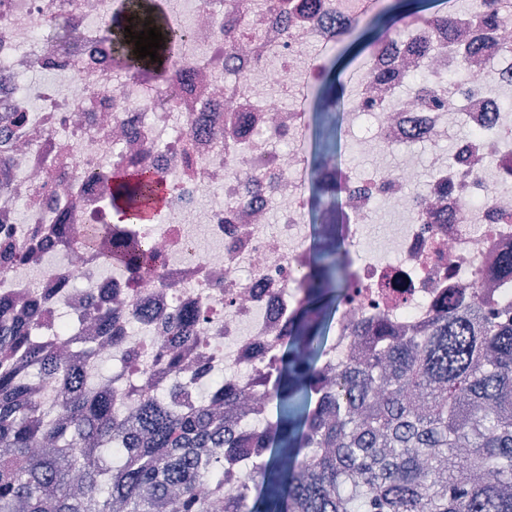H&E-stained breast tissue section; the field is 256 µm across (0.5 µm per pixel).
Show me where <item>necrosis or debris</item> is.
I'll list each match as a JSON object with an SVG mask.
<instances>
[{"instance_id":"obj_1","label":"necrosis or debris","mask_w":512,"mask_h":512,"mask_svg":"<svg viewBox=\"0 0 512 512\" xmlns=\"http://www.w3.org/2000/svg\"><path fill=\"white\" fill-rule=\"evenodd\" d=\"M122 0H0V243L26 249L31 229L65 224L75 243L63 264L40 247L24 261L0 254V297L17 304L55 296L42 316L52 333L57 313L75 319L78 343L105 358L126 357L141 375L169 345L176 313L196 316V338L181 345L186 369L168 376L191 396L219 371L249 400L228 428L267 419L264 378L270 353L286 334L309 262L305 182L311 172L298 144L308 113L285 100L311 85L319 67L305 50L326 45L341 24L359 19L364 0H297L281 18L271 0H163L169 21L190 30L165 79L153 86L120 72L101 39ZM480 7L457 14L451 42L463 59L440 50L431 27L415 21L370 55L353 85L342 134L363 120L374 135L366 152H404L397 165L366 169L323 162L341 200L352 275L328 355L318 366L321 392L333 394L354 362L361 338L379 322L393 335L418 336L457 297H489L512 313V197L492 192L494 166L512 179V0H499L481 34ZM63 16V44L39 34ZM427 70L428 85L405 91ZM27 113L16 124V113ZM453 139L451 160L423 176L408 155L416 146ZM145 163L172 187L155 223L136 225L162 254L159 275L129 282L77 245L96 223L116 165ZM223 201H216V193ZM404 222L377 243L365 241L381 204ZM250 269L242 277V269ZM121 305L142 317L124 349L98 341L100 307Z\"/></svg>"}]
</instances>
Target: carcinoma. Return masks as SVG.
I'll return each mask as SVG.
<instances>
[{
    "instance_id": "cac0c4a2",
    "label": "carcinoma",
    "mask_w": 512,
    "mask_h": 512,
    "mask_svg": "<svg viewBox=\"0 0 512 512\" xmlns=\"http://www.w3.org/2000/svg\"><path fill=\"white\" fill-rule=\"evenodd\" d=\"M104 30L120 70L159 83L189 33L154 11V0H124ZM404 13L388 16L385 32L366 48H382ZM423 21L438 45L448 42L450 15ZM150 26H145V23ZM131 32H125V28ZM161 31L158 61L134 54L137 35ZM318 107L329 125L311 158L320 169L337 152L338 103L347 85L335 65L319 75ZM107 211L126 220L87 224L81 243L106 267L132 279L158 273L162 260L131 225L159 201L169 183L148 166L115 168ZM338 195L320 178L311 197L310 260L288 335L273 353L270 402L275 419L259 432L256 458H245L248 428L233 432L211 409L232 393L217 378L194 404L141 395L135 412L118 410L112 383L93 382L97 353L63 360L57 346L67 326L48 337L29 307L23 318L0 300V512H512V320L489 319L459 301L441 309L421 336L398 338L381 323L368 338V357L340 374L336 393L319 399L317 368L346 288L345 237L336 224ZM117 315L101 309L100 332L113 345ZM195 318L183 314L177 338L194 339ZM173 351L160 354L157 373L178 371ZM57 387L51 401H31L36 377ZM244 460L249 474L224 496V461ZM210 496L201 494V487Z\"/></svg>"
}]
</instances>
